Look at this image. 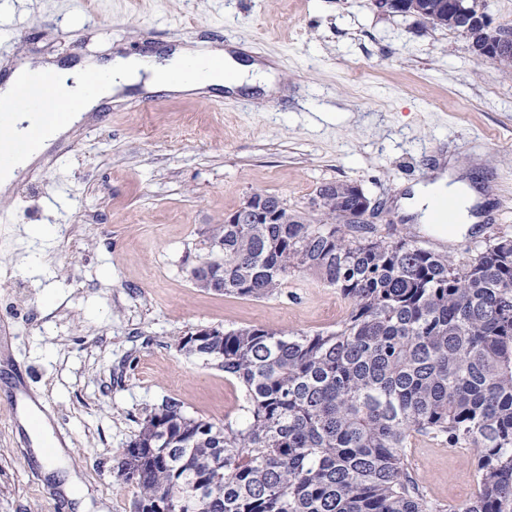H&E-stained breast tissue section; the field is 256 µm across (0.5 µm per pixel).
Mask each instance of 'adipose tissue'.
I'll use <instances>...</instances> for the list:
<instances>
[{
  "label": "adipose tissue",
  "instance_id": "adipose-tissue-1",
  "mask_svg": "<svg viewBox=\"0 0 512 512\" xmlns=\"http://www.w3.org/2000/svg\"><path fill=\"white\" fill-rule=\"evenodd\" d=\"M195 59L220 61L221 73L204 78L187 79L182 72L185 65ZM55 84L52 97L57 102L74 98L84 101L85 109H92L102 100L118 97L131 88L145 91L165 90L172 93H205L223 88L231 93L261 91L264 96L280 94L276 70L268 62L239 55L233 49L213 45L205 49L178 46L165 57L151 55H115L111 62L102 65L85 61L53 70ZM95 86V93H88V86ZM451 198L455 207L452 228H444L438 221L434 202L438 196ZM478 190L469 182L455 179L451 170L440 169L432 181L413 185L407 195L401 196L396 205L400 214L412 217L425 231L438 236L461 235L469 232L478 217L474 207L481 202Z\"/></svg>",
  "mask_w": 512,
  "mask_h": 512
}]
</instances>
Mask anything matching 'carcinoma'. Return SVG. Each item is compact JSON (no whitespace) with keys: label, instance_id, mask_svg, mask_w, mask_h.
Masks as SVG:
<instances>
[{"label":"carcinoma","instance_id":"1","mask_svg":"<svg viewBox=\"0 0 512 512\" xmlns=\"http://www.w3.org/2000/svg\"><path fill=\"white\" fill-rule=\"evenodd\" d=\"M464 30V8L405 0ZM317 223L283 204L276 224H211L224 241V294L267 298L297 272L350 305L336 331L266 327L182 338L233 377L243 424L190 416L176 400L145 413L117 466L139 512H445L410 476L414 435L475 449L478 488L454 512H512V238L467 264L406 240L367 241L359 198Z\"/></svg>","mask_w":512,"mask_h":512}]
</instances>
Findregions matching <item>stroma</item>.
<instances>
[{"label":"stroma","instance_id":"stroma-1","mask_svg":"<svg viewBox=\"0 0 512 512\" xmlns=\"http://www.w3.org/2000/svg\"><path fill=\"white\" fill-rule=\"evenodd\" d=\"M233 41L276 61L287 96L261 106L224 90L135 89L78 113L0 187V512H131L137 490L117 464L164 400L240 424V385L178 348L197 329L340 328L348 301L308 273L262 299L192 283L209 225L254 190L313 219L317 188L356 184L379 207L363 236L405 237L459 263L512 237V75L462 34L373 0H0L4 77L19 60L63 67ZM441 156L491 196L483 222L451 243L393 206ZM37 224L71 232L42 238ZM34 404L67 445L52 472L23 424ZM407 456L430 498L457 506L475 494L473 449L417 435ZM70 478L81 498L64 493Z\"/></svg>","mask_w":512,"mask_h":512}]
</instances>
